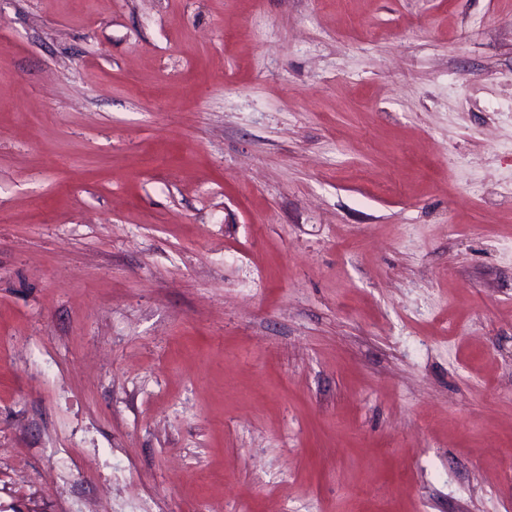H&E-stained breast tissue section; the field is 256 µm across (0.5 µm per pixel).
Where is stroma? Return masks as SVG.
I'll use <instances>...</instances> for the list:
<instances>
[{
  "mask_svg": "<svg viewBox=\"0 0 512 512\" xmlns=\"http://www.w3.org/2000/svg\"><path fill=\"white\" fill-rule=\"evenodd\" d=\"M512 512V0H0V512Z\"/></svg>",
  "mask_w": 512,
  "mask_h": 512,
  "instance_id": "35a3bbf8",
  "label": "stroma"
}]
</instances>
